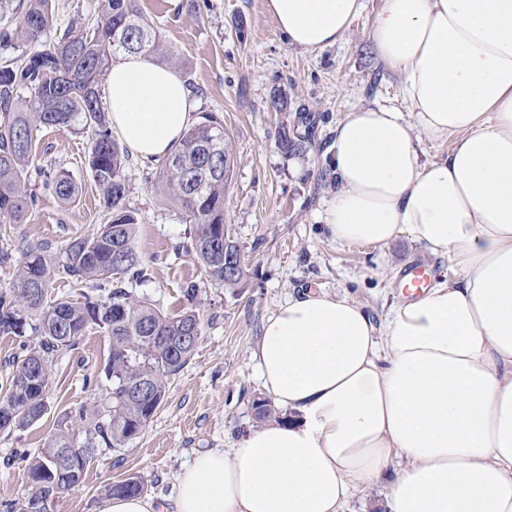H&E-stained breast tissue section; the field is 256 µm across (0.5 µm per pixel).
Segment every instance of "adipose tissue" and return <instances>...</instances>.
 <instances>
[{
    "label": "adipose tissue",
    "mask_w": 512,
    "mask_h": 512,
    "mask_svg": "<svg viewBox=\"0 0 512 512\" xmlns=\"http://www.w3.org/2000/svg\"><path fill=\"white\" fill-rule=\"evenodd\" d=\"M265 7L309 51L340 41L364 4ZM371 41L408 110L366 106L337 124L330 234H408L457 278L379 326L349 297L290 295L252 352L287 420L198 453L173 497L111 496L100 512H342L388 473L390 512H512V0H380ZM105 94L113 132L145 165L195 121L187 83L144 55L113 61ZM423 136L450 141L447 154L420 162Z\"/></svg>",
    "instance_id": "1"
}]
</instances>
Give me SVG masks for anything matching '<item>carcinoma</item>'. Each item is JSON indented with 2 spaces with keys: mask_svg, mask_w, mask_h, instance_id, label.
<instances>
[{
  "mask_svg": "<svg viewBox=\"0 0 512 512\" xmlns=\"http://www.w3.org/2000/svg\"><path fill=\"white\" fill-rule=\"evenodd\" d=\"M18 25L0 31L1 44H27L23 58L0 65V222L20 223L35 195L29 189L35 142L43 128L81 122L88 135V167L101 191L107 216L93 236L74 235L56 262L39 247H28L16 271L13 289L0 294V336H14L22 353L0 397V431L21 430L44 417L49 404L50 368L57 354L93 330L109 342L108 357L93 384L89 404L63 414L40 452L28 459L31 493L6 512H47L61 488L77 484L90 463L137 438L166 399L170 379L193 358L201 331L192 309L171 315L161 311L136 286L145 271L135 248L138 218L128 207L126 148L114 137L99 84L121 54L145 55L174 63V51L140 14L137 0H98L97 22L58 23L52 0L21 4ZM25 88L28 95H19ZM304 127L306 132L298 131ZM310 115L299 112L278 131L285 154L311 147ZM234 152L223 123L214 114L185 133L181 147L168 155L159 172L161 186L189 225L196 258L212 285L243 286L246 270L224 269V258L240 251L224 225V197L231 180ZM44 189L61 204L78 196L67 173L47 177ZM57 278L95 284L80 300L54 297ZM143 477L129 476L109 495H140Z\"/></svg>",
  "mask_w": 512,
  "mask_h": 512,
  "instance_id": "cac0c4a2",
  "label": "carcinoma"
}]
</instances>
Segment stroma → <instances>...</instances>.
Returning a JSON list of instances; mask_svg holds the SVG:
<instances>
[{"instance_id": "stroma-1", "label": "stroma", "mask_w": 512, "mask_h": 512, "mask_svg": "<svg viewBox=\"0 0 512 512\" xmlns=\"http://www.w3.org/2000/svg\"><path fill=\"white\" fill-rule=\"evenodd\" d=\"M145 18L179 61L177 72L201 88L196 114L224 123L234 167L224 202V222L239 244L247 279L240 288H217L196 259L180 213L159 188L160 164L131 160L129 202L137 213L136 250L147 269L138 286L160 310L186 308L183 290L196 285L201 321L196 352L169 384L164 404L145 430L124 448L91 463L80 482L49 503L47 512H99L108 488L132 474L144 477L155 498L172 494L197 452L231 448L259 425L252 401L262 395L251 352L262 324L288 297L302 291L346 295L382 322L399 297L404 263L421 258L433 270L455 274L453 262L433 255L409 236L380 244H341L327 228L337 191L331 172L336 125L354 108L404 109L401 85L376 57L370 38L379 0L362 12L336 45L307 51L292 47L265 8V0H138ZM288 95V110L315 119L312 146L303 156L275 145L282 115L271 105L274 89ZM88 140L70 127L45 128L36 160L50 173H69L77 201L59 205L39 194L19 224L0 223V292L11 289L21 252L38 246L61 256L75 234L97 233L105 222L99 188L87 164ZM108 355V341L89 332L51 367L49 413L20 431H0V512L21 501L31 486L22 454H37L59 417L89 402L85 379Z\"/></svg>"}]
</instances>
